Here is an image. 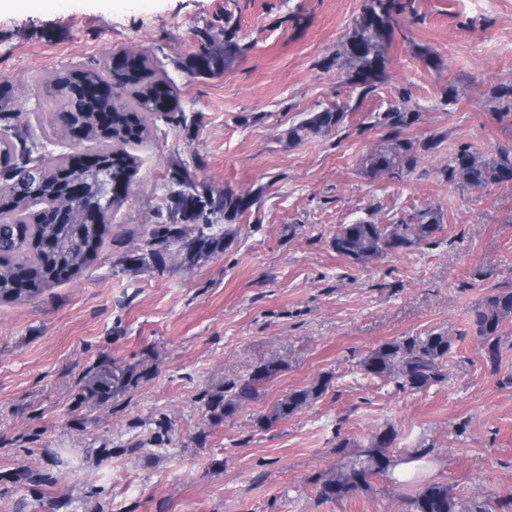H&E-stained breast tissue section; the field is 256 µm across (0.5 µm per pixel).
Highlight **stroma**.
<instances>
[{
	"label": "stroma",
	"instance_id": "1",
	"mask_svg": "<svg viewBox=\"0 0 512 512\" xmlns=\"http://www.w3.org/2000/svg\"><path fill=\"white\" fill-rule=\"evenodd\" d=\"M365 3L52 0L0 11V83L46 157L93 150L45 136L46 79L116 53L148 56L187 117H151L91 264L0 304V512H408L432 481L465 501L512 497V321L495 364L470 328L478 304L512 289V185L469 188L443 174L457 144L512 150V108L494 96L512 86V0H412L384 80L362 99L341 80L336 46ZM228 22L240 51L223 72L182 68L198 31L220 36ZM419 46L440 65L426 66ZM343 104L342 127L289 141V128ZM395 107L420 115L403 137L440 146L401 179H374L363 159L386 132L367 118ZM175 163L257 201L223 253L142 269L134 258L168 220ZM426 207L442 221L425 244L366 267L330 245L340 225L397 224ZM436 331L454 340L443 382L409 392L363 373L374 349ZM268 362L282 371L213 417L212 396ZM100 365L133 367L139 382L86 398ZM326 376L319 399L273 419L280 398ZM387 426L398 433L392 455L426 446L429 461L410 478L377 475L319 499L316 478Z\"/></svg>",
	"mask_w": 512,
	"mask_h": 512
}]
</instances>
